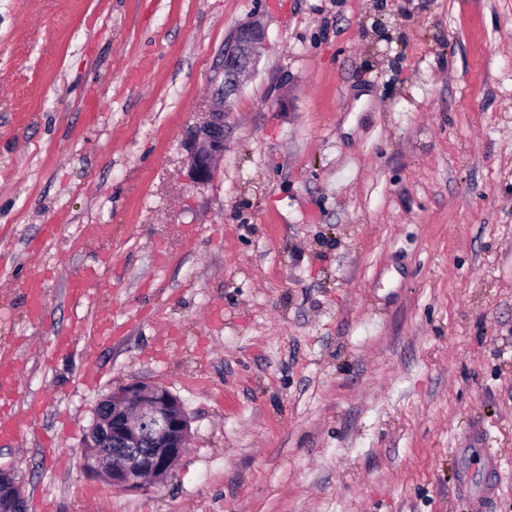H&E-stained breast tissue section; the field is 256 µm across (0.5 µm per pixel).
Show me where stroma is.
Segmentation results:
<instances>
[{
    "mask_svg": "<svg viewBox=\"0 0 512 512\" xmlns=\"http://www.w3.org/2000/svg\"><path fill=\"white\" fill-rule=\"evenodd\" d=\"M251 18L198 186L186 132ZM1 354L19 415L55 393L0 440L27 512H512V0H0ZM133 380L191 436L126 492L82 442ZM267 49L264 26L251 19L239 24L224 43V52L211 79L212 95L223 108L207 112L204 120L192 126L185 140L192 182L205 185L214 175V159L224 153L225 117L240 92V75L254 72Z\"/></svg>",
    "mask_w": 512,
    "mask_h": 512,
    "instance_id": "stroma-1",
    "label": "stroma"
}]
</instances>
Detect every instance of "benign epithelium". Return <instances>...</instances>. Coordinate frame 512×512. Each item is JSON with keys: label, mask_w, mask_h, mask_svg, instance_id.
I'll return each instance as SVG.
<instances>
[{"label": "benign epithelium", "mask_w": 512, "mask_h": 512, "mask_svg": "<svg viewBox=\"0 0 512 512\" xmlns=\"http://www.w3.org/2000/svg\"><path fill=\"white\" fill-rule=\"evenodd\" d=\"M267 49L264 26L251 19L239 24L224 43L211 79L212 95L224 103L192 126L185 140L192 182L205 185L214 159L224 154L225 117L240 92V75L254 72ZM191 434L183 401L168 387L133 380L111 390L96 404L83 437V467L115 489L143 488V477L164 482ZM22 480L0 468V512H26Z\"/></svg>", "instance_id": "benign-epithelium-1"}]
</instances>
